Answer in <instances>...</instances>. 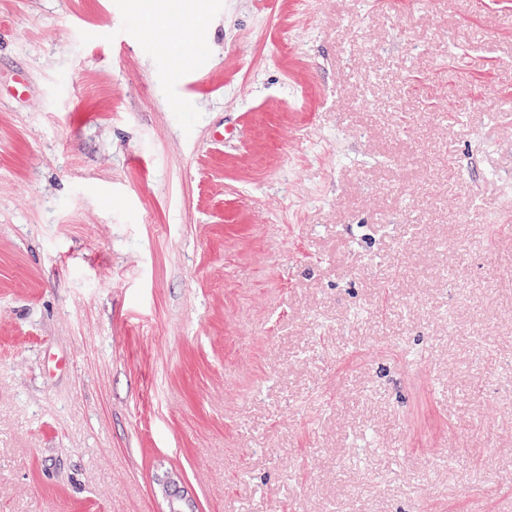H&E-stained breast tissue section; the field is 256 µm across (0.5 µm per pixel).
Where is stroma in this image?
I'll return each instance as SVG.
<instances>
[{"instance_id": "stroma-1", "label": "stroma", "mask_w": 512, "mask_h": 512, "mask_svg": "<svg viewBox=\"0 0 512 512\" xmlns=\"http://www.w3.org/2000/svg\"><path fill=\"white\" fill-rule=\"evenodd\" d=\"M148 2L0 0V512H512V0ZM163 480V484L166 488L167 495V512H187L193 511L191 510L189 500L185 496V494L180 491V486L177 480L172 479L170 477H165L159 479L161 482Z\"/></svg>"}]
</instances>
